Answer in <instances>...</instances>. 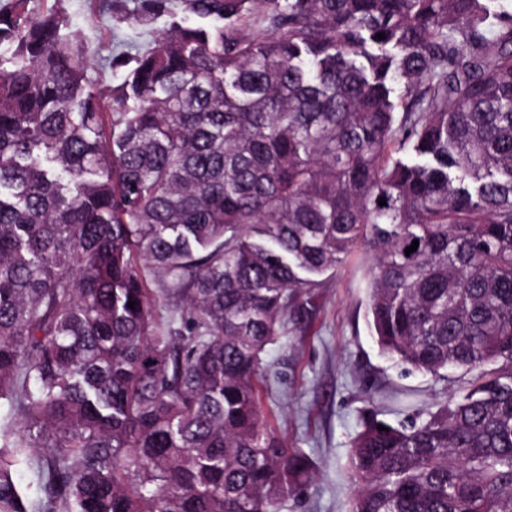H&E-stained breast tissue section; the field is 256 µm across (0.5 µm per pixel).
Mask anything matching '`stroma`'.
I'll return each mask as SVG.
<instances>
[{
    "instance_id": "1",
    "label": "stroma",
    "mask_w": 512,
    "mask_h": 512,
    "mask_svg": "<svg viewBox=\"0 0 512 512\" xmlns=\"http://www.w3.org/2000/svg\"><path fill=\"white\" fill-rule=\"evenodd\" d=\"M147 0H36L45 12L62 9L70 29L91 47L88 71L98 86L119 84L126 70L113 59L134 61L150 50L159 35L184 18L181 0H168L167 11L139 24L132 14ZM369 255L341 266L324 278L321 307L310 323L291 327L287 344L269 346L268 379L261 404L271 434L286 448L305 454L314 468L312 483L291 498L281 512H349L350 445L368 410L397 422L415 409L444 399L447 387L434 377L404 373L381 356L366 324L364 288ZM49 454L38 448L31 464L11 469L16 497L0 503V512H39L50 493L39 486L34 468Z\"/></svg>"
}]
</instances>
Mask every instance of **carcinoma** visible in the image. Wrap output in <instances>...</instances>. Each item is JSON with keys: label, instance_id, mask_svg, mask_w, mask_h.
<instances>
[{"label": "carcinoma", "instance_id": "cac0c4a2", "mask_svg": "<svg viewBox=\"0 0 512 512\" xmlns=\"http://www.w3.org/2000/svg\"><path fill=\"white\" fill-rule=\"evenodd\" d=\"M494 2L184 0L209 24L160 34L109 95L63 12L0 7V400L20 415L0 501L51 448L62 512H281L312 465L265 424L267 348L360 248L380 353L470 378L396 425L367 415L351 512H512ZM256 11L267 32L241 33Z\"/></svg>", "mask_w": 512, "mask_h": 512}]
</instances>
